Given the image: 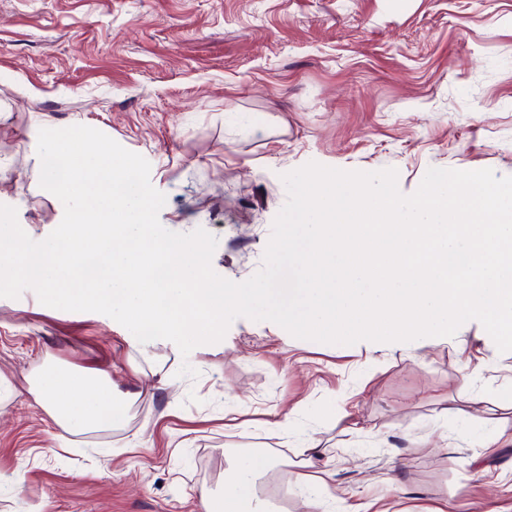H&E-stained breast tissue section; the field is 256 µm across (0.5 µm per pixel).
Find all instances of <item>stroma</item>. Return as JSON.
<instances>
[{
	"mask_svg": "<svg viewBox=\"0 0 512 512\" xmlns=\"http://www.w3.org/2000/svg\"><path fill=\"white\" fill-rule=\"evenodd\" d=\"M73 125L145 157L161 224L214 235L213 270L241 282L282 174L308 162L396 169L405 195L432 167L512 176V0H0V204L33 240L64 214L39 185L38 132ZM133 340L31 290L0 298V512H200L229 457L295 461L311 438L299 473L334 468L342 512L512 507V446L485 444L512 426V351L478 321L379 348L245 317L186 357ZM52 366L107 370L134 394L124 419L63 435L30 391ZM264 490L278 512H316L284 472Z\"/></svg>",
	"mask_w": 512,
	"mask_h": 512,
	"instance_id": "obj_1",
	"label": "stroma"
}]
</instances>
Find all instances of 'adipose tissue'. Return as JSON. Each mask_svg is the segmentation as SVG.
<instances>
[{"label":"adipose tissue","instance_id":"1","mask_svg":"<svg viewBox=\"0 0 512 512\" xmlns=\"http://www.w3.org/2000/svg\"><path fill=\"white\" fill-rule=\"evenodd\" d=\"M36 400L50 420L68 433L120 420L124 413V403L115 398L112 380L104 370L46 369L36 382ZM288 465L286 457L264 451L229 458L223 495L202 491L201 512H271L265 477L271 470Z\"/></svg>","mask_w":512,"mask_h":512}]
</instances>
